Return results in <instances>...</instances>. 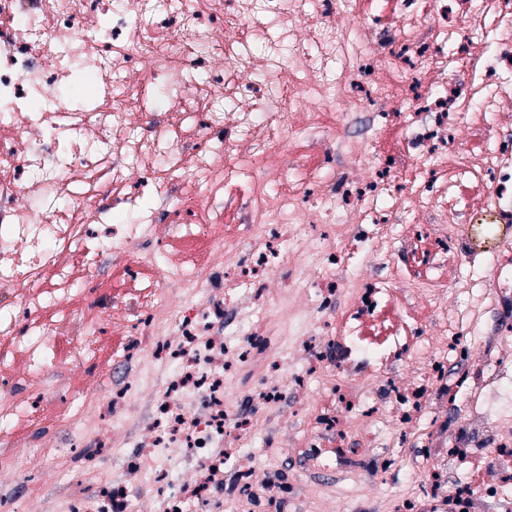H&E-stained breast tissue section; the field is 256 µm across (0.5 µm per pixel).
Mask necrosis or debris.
<instances>
[{"mask_svg":"<svg viewBox=\"0 0 512 512\" xmlns=\"http://www.w3.org/2000/svg\"><path fill=\"white\" fill-rule=\"evenodd\" d=\"M369 2L363 18L350 0H0V512H223L258 485L275 512H313L257 480L245 444L310 389L245 380L269 370V313L305 277L315 327L421 305L444 339L313 357L343 404L291 429L315 433L337 479L375 486L376 403L427 430L412 469L429 501L512 512V335L495 320L512 304V0ZM77 79L93 98L71 99ZM358 224L388 225L371 252L401 253L408 276L338 280ZM475 254L496 303L464 327L443 299ZM473 345L481 361L449 369ZM148 356L175 372L140 398ZM231 391L263 410L233 412ZM435 404L463 412L454 445ZM132 442L113 484L106 460ZM189 449L193 470L172 474L164 459ZM478 453L492 477L471 488L457 477Z\"/></svg>","mask_w":512,"mask_h":512,"instance_id":"obj_1","label":"necrosis or debris"}]
</instances>
